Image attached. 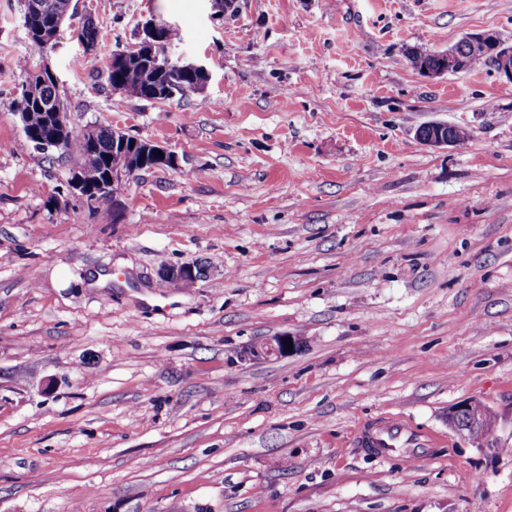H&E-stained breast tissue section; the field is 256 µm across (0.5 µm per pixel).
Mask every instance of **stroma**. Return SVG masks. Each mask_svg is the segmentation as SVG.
Returning <instances> with one entry per match:
<instances>
[{
    "mask_svg": "<svg viewBox=\"0 0 512 512\" xmlns=\"http://www.w3.org/2000/svg\"><path fill=\"white\" fill-rule=\"evenodd\" d=\"M22 14L0 0V512H512V83L407 59L512 43V0H76L41 53ZM149 19L201 92L98 81ZM23 61L74 127L177 165L70 194L67 159L22 143ZM435 121L469 136L420 143ZM281 335L301 349L248 358ZM468 400L494 417L479 447L448 423ZM390 414L440 447L356 448Z\"/></svg>",
    "mask_w": 512,
    "mask_h": 512,
    "instance_id": "stroma-1",
    "label": "stroma"
}]
</instances>
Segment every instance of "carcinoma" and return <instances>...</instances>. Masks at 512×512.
Here are the masks:
<instances>
[{
	"label": "carcinoma",
	"instance_id": "carcinoma-1",
	"mask_svg": "<svg viewBox=\"0 0 512 512\" xmlns=\"http://www.w3.org/2000/svg\"><path fill=\"white\" fill-rule=\"evenodd\" d=\"M39 4L37 13L24 8V23L28 38L33 48L44 50V42L52 36L55 25L63 22L75 9L72 0H34ZM87 50H94L99 45L102 35L100 30L89 21L79 33ZM105 78L108 86H121L123 91L148 100L154 99L153 87L167 86L179 90L191 84L187 66L180 63H169L162 59L159 65H147L142 62H120L112 53L108 56L105 66ZM34 82V99L26 97L20 91L13 99L14 112L23 117L21 120L23 144L38 146L41 142L50 141L55 132V120L52 113L65 110V105L57 92L56 79L45 67L38 72H26L25 82ZM124 134L109 125H94L91 130L69 128L63 144L57 147L61 155L68 159L70 171L78 170L84 175V187L88 191L86 200L97 201L100 184L105 176L112 171L121 157L130 158L126 165L128 174L141 171L138 158L145 148L146 140L141 139L135 144H121ZM480 419L474 424L472 439L485 437L493 424V416L489 410H478Z\"/></svg>",
	"mask_w": 512,
	"mask_h": 512
}]
</instances>
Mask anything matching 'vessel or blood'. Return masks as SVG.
Instances as JSON below:
<instances>
[{
	"label": "vessel or blood",
	"instance_id": "1",
	"mask_svg": "<svg viewBox=\"0 0 512 512\" xmlns=\"http://www.w3.org/2000/svg\"><path fill=\"white\" fill-rule=\"evenodd\" d=\"M438 437L431 431L406 423L397 416H391L365 429L361 434V447L385 459L401 450H409L417 454L435 447Z\"/></svg>",
	"mask_w": 512,
	"mask_h": 512
}]
</instances>
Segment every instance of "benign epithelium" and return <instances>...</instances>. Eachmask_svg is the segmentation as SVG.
Masks as SVG:
<instances>
[{
    "label": "benign epithelium",
    "instance_id": "benign-epithelium-1",
    "mask_svg": "<svg viewBox=\"0 0 512 512\" xmlns=\"http://www.w3.org/2000/svg\"><path fill=\"white\" fill-rule=\"evenodd\" d=\"M163 28L165 25L158 24L153 20H148L141 24L138 33V42L131 48L122 49L120 53L124 55H141L153 60L159 59L160 46L163 43ZM485 52L490 55L492 65L497 72L507 78L512 83V43L504 42L497 34L493 32H484L470 34L463 37L454 45L448 47V50L442 52L441 63L436 68H426L423 73L430 76H440L447 73H456L464 70L468 64V57L472 54ZM450 124L442 122L428 123L416 130V138L423 144L433 147L453 146L456 144L449 135ZM152 151L144 153L140 158V163L148 160L154 162L170 159L177 162L176 156L166 148L152 144ZM292 347L296 351L300 347V341L297 337L289 338L287 336H276L268 342L253 346L248 355L253 358L267 357L274 355L284 357L288 355L286 347Z\"/></svg>",
    "mask_w": 512,
    "mask_h": 512
}]
</instances>
